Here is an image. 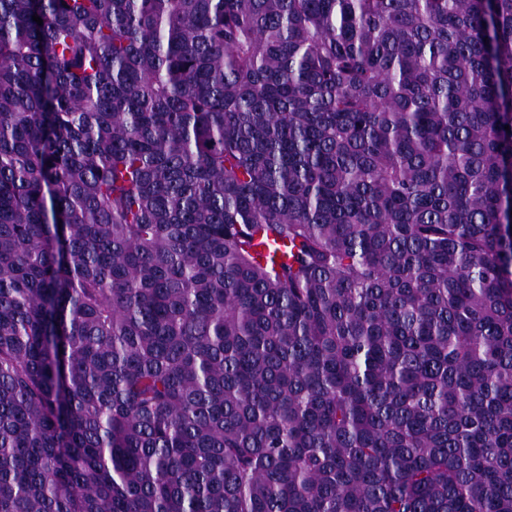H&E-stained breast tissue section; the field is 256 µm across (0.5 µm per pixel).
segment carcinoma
<instances>
[{"instance_id": "1", "label": "carcinoma", "mask_w": 512, "mask_h": 512, "mask_svg": "<svg viewBox=\"0 0 512 512\" xmlns=\"http://www.w3.org/2000/svg\"><path fill=\"white\" fill-rule=\"evenodd\" d=\"M0 512H512V0H0Z\"/></svg>"}]
</instances>
